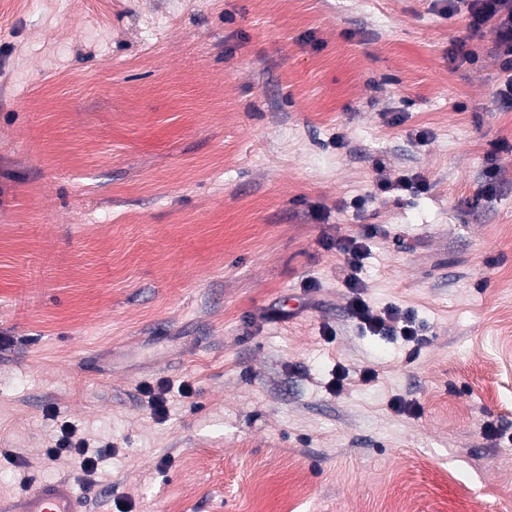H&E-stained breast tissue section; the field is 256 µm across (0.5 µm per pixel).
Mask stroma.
<instances>
[{
    "label": "stroma",
    "mask_w": 512,
    "mask_h": 512,
    "mask_svg": "<svg viewBox=\"0 0 512 512\" xmlns=\"http://www.w3.org/2000/svg\"><path fill=\"white\" fill-rule=\"evenodd\" d=\"M81 2L0 0V498L31 475L82 512H512L494 26L448 0ZM366 225L365 297L418 344L349 313ZM64 420L114 444L94 476L45 458ZM372 235L360 234L358 237L347 238L341 246L345 255L347 275L344 279L345 288L352 294L350 297V312L359 324L374 334L386 336H403L411 342L416 340L418 331L407 315L397 308H389L383 313L375 310L364 298L366 285L359 277L361 261L367 251V240ZM140 391L147 397V405L157 419H162L168 412V401L165 397L167 390L163 384L158 386L157 392L150 385H143Z\"/></svg>",
    "instance_id": "1"
}]
</instances>
